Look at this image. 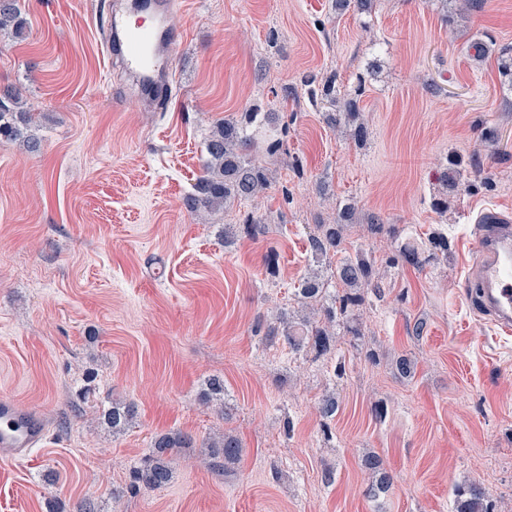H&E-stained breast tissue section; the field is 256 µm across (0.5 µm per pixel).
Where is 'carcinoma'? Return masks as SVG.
Returning <instances> with one entry per match:
<instances>
[{
	"label": "carcinoma",
	"mask_w": 512,
	"mask_h": 512,
	"mask_svg": "<svg viewBox=\"0 0 512 512\" xmlns=\"http://www.w3.org/2000/svg\"><path fill=\"white\" fill-rule=\"evenodd\" d=\"M13 29L16 35L22 34L19 0H0V30ZM315 97L331 105L339 103L334 82L327 80L313 90ZM344 102L345 123L350 127V135L361 145L366 140V127L357 106V96ZM276 112H246L240 119L224 120L218 123L206 140V161L203 175L194 184L193 190L185 197V206L192 213L214 212L236 201H246L266 193L271 186V172L260 155L274 156L288 154L282 137L274 133L272 125L277 123ZM33 123V113L20 109V96L17 89L7 86L0 88V138L22 143L23 148L34 153L39 151L40 139L29 130ZM354 207L347 206L337 224H323L319 234L309 240L312 258L323 261L338 252L345 232L344 223L351 220ZM241 230L257 241L266 236L268 225L252 214H247ZM448 257V238L435 231L427 243L408 246L400 251L402 260L412 266H420L435 258L437 254ZM333 275L347 286L331 302H324V283L321 275L313 273L300 282L297 296L323 318L315 321L304 319L293 325L283 314L279 324L273 327L270 335L284 337L294 350L307 349L317 358L339 356V336L336 327L348 322L352 309L363 302L364 290L382 294L376 261L360 247L348 251L336 263ZM135 415L133 404H113L104 414L112 426V432L119 433L132 421ZM196 447V439L181 431L162 433L154 437L151 449L140 466L135 470V487L144 490H159L173 479L172 461L185 448ZM212 459L211 469H223L224 463L236 460L242 451L240 440L226 435L221 441L205 444ZM454 512H494L490 495L482 486L472 484L459 491L454 501Z\"/></svg>",
	"instance_id": "obj_1"
}]
</instances>
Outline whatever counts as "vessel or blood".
<instances>
[{"instance_id": "vessel-or-blood-1", "label": "vessel or blood", "mask_w": 512, "mask_h": 512, "mask_svg": "<svg viewBox=\"0 0 512 512\" xmlns=\"http://www.w3.org/2000/svg\"><path fill=\"white\" fill-rule=\"evenodd\" d=\"M172 6V0H154L150 24L137 27L124 25L120 7L112 9L107 46L121 52L140 91L167 83L179 43L170 25ZM469 282L477 290V305L484 315L501 331H512V223L498 213H488L485 228L476 236ZM45 439V420L39 410L0 400L1 459H23Z\"/></svg>"}]
</instances>
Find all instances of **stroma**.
Wrapping results in <instances>:
<instances>
[{
	"instance_id": "obj_1",
	"label": "stroma",
	"mask_w": 512,
	"mask_h": 512,
	"mask_svg": "<svg viewBox=\"0 0 512 512\" xmlns=\"http://www.w3.org/2000/svg\"><path fill=\"white\" fill-rule=\"evenodd\" d=\"M113 0H20L0 32V84L41 113L38 153L0 140V397L38 408L48 435L0 459V512H453L477 483L512 512V334L465 293L481 216H512V0H178L172 94L117 98L130 76L102 50ZM359 99L364 145L326 121L310 77ZM288 122V153L253 201L198 218L184 204L211 128L245 112ZM354 206L346 245L372 252L368 295L334 360L293 351L258 316L299 317L308 237ZM254 214L259 241L224 227ZM377 217L383 232L370 230ZM448 255L406 244L434 230ZM276 253L269 268L268 253ZM412 363L411 376L396 368ZM224 403L206 401L210 379ZM335 395L333 420L318 406ZM136 416L113 432L112 402ZM383 415H376V406ZM230 433L212 470L187 449L171 483L135 490L154 435ZM379 456L388 476L362 465ZM333 471L325 482V471ZM432 236L429 237L428 243L421 244V246L413 245L404 247L400 251L402 260L412 266H420L434 259L437 255L436 251H440L443 257L448 255V238L441 231H434ZM432 251V252H430ZM428 253L425 256V253ZM201 448H207L208 455L213 461L209 464L210 468L215 470H223L224 463L235 461L241 454L242 446L240 440L235 436L224 434V439L202 444ZM222 459V463L217 461Z\"/></svg>"
}]
</instances>
